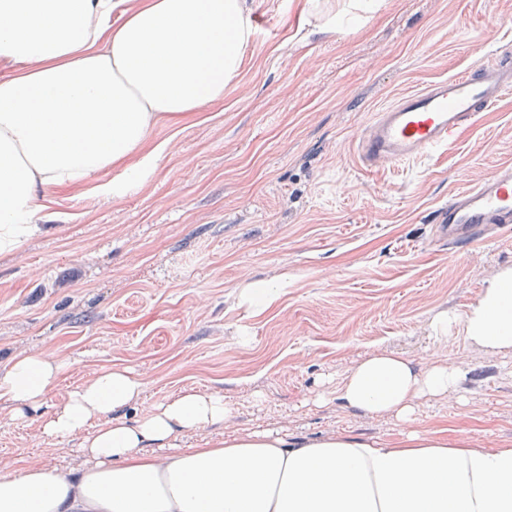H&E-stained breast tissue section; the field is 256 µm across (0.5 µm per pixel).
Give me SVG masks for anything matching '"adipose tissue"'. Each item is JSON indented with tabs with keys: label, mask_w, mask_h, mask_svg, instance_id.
I'll list each match as a JSON object with an SVG mask.
<instances>
[{
	"label": "adipose tissue",
	"mask_w": 512,
	"mask_h": 512,
	"mask_svg": "<svg viewBox=\"0 0 512 512\" xmlns=\"http://www.w3.org/2000/svg\"><path fill=\"white\" fill-rule=\"evenodd\" d=\"M253 34L245 0H0V252L37 230L30 217L57 187L114 166L120 199L167 150L153 128L224 98ZM467 340L512 350V267L497 272L463 319ZM61 365L29 352L0 375L17 417L36 409ZM447 364L418 370L376 351L343 377L346 406L402 423L418 399L455 392ZM143 390L108 369L77 387L46 419L52 437L84 433L85 464L62 473L28 466L0 474V512H512V448L409 431L398 444L277 430L204 440L176 435L226 419L222 395L187 391L127 421L116 418ZM103 424L90 427L92 417Z\"/></svg>",
	"instance_id": "ef3b65f1"
}]
</instances>
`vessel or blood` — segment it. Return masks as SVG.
Instances as JSON below:
<instances>
[{
	"instance_id": "b4317fda",
	"label": "vessel or blood",
	"mask_w": 512,
	"mask_h": 512,
	"mask_svg": "<svg viewBox=\"0 0 512 512\" xmlns=\"http://www.w3.org/2000/svg\"><path fill=\"white\" fill-rule=\"evenodd\" d=\"M511 92L512 58L507 56L430 81L378 112L354 141L359 160L367 170L378 171L434 154ZM434 222L452 247L478 239L489 228L512 225V167L451 198Z\"/></svg>"
}]
</instances>
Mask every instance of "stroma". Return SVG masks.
Segmentation results:
<instances>
[{"mask_svg": "<svg viewBox=\"0 0 512 512\" xmlns=\"http://www.w3.org/2000/svg\"><path fill=\"white\" fill-rule=\"evenodd\" d=\"M348 0H248L263 19L221 102L159 123L168 149L125 198L118 169L47 197L39 230L0 254V373L23 352L63 369L25 419L0 394V455L68 472L83 436L58 441L46 418L105 369L140 375L131 420L198 389L223 395L228 420L180 434L185 448L279 428L401 439L407 429L512 448V352L465 339L468 307L512 267V227L489 242L440 243L448 199L512 166V94L446 150L365 171L354 137L402 94L512 53V0H379L349 30ZM280 293L264 311L242 288ZM453 319L447 340L432 326ZM416 367L459 368L455 394L417 402L412 425L344 405L336 387L375 350Z\"/></svg>", "mask_w": 512, "mask_h": 512, "instance_id": "obj_1", "label": "stroma"}]
</instances>
